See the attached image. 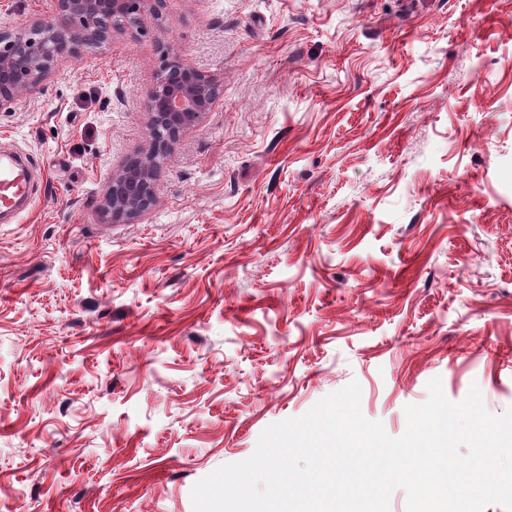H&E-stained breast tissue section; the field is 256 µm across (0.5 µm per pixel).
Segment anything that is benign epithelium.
Returning <instances> with one entry per match:
<instances>
[{
    "label": "benign epithelium",
    "mask_w": 512,
    "mask_h": 512,
    "mask_svg": "<svg viewBox=\"0 0 512 512\" xmlns=\"http://www.w3.org/2000/svg\"><path fill=\"white\" fill-rule=\"evenodd\" d=\"M163 0H51V13L15 28H0V112L22 92H35L61 62L76 59L82 47L112 38V30H137L159 15ZM165 73L143 103L148 145L112 167L100 193L103 223H128L158 201L166 157L188 130L202 123L223 89V81L177 56L164 58Z\"/></svg>",
    "instance_id": "1"
}]
</instances>
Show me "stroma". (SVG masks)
Wrapping results in <instances>:
<instances>
[{"mask_svg": "<svg viewBox=\"0 0 512 512\" xmlns=\"http://www.w3.org/2000/svg\"><path fill=\"white\" fill-rule=\"evenodd\" d=\"M172 52L224 95L158 203L98 215ZM0 512H193L358 381L390 436L440 378L512 408V0H165L0 112ZM2 160L4 163L2 164ZM32 165L30 162L16 164L1 158L0 161V200L1 207L11 209L15 202L28 197ZM5 198L7 204H4Z\"/></svg>", "mask_w": 512, "mask_h": 512, "instance_id": "1", "label": "stroma"}]
</instances>
